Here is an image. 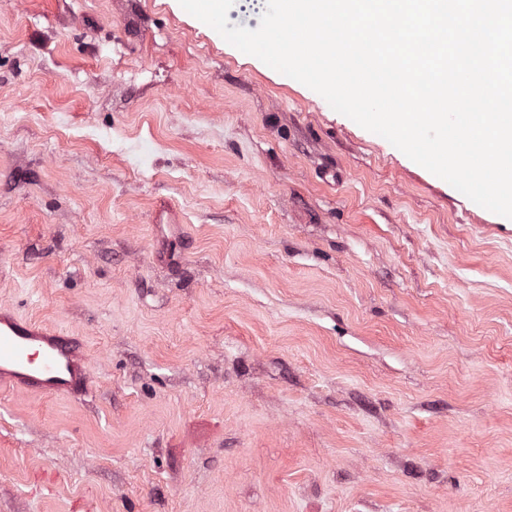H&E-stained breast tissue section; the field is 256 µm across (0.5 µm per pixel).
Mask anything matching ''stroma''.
Instances as JSON below:
<instances>
[{
    "label": "stroma",
    "instance_id": "obj_1",
    "mask_svg": "<svg viewBox=\"0 0 512 512\" xmlns=\"http://www.w3.org/2000/svg\"><path fill=\"white\" fill-rule=\"evenodd\" d=\"M1 309L0 512H512V223L171 0H0ZM1 389L77 397L91 388L82 345L74 336L0 313Z\"/></svg>",
    "mask_w": 512,
    "mask_h": 512
}]
</instances>
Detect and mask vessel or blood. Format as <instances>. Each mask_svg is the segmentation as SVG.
<instances>
[{
	"instance_id": "vessel-or-blood-1",
	"label": "vessel or blood",
	"mask_w": 512,
	"mask_h": 512,
	"mask_svg": "<svg viewBox=\"0 0 512 512\" xmlns=\"http://www.w3.org/2000/svg\"><path fill=\"white\" fill-rule=\"evenodd\" d=\"M0 387L43 396L77 397L91 374L77 338L0 313Z\"/></svg>"
}]
</instances>
